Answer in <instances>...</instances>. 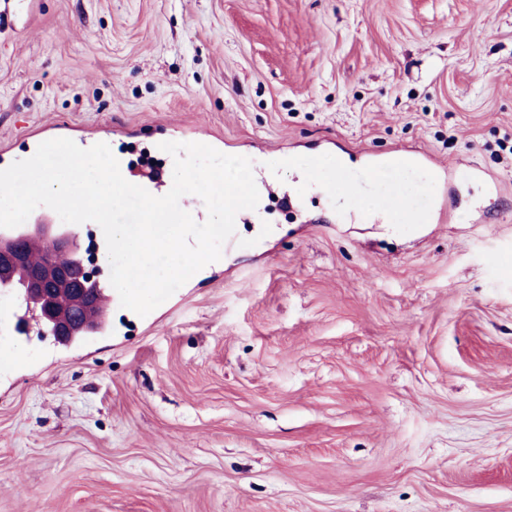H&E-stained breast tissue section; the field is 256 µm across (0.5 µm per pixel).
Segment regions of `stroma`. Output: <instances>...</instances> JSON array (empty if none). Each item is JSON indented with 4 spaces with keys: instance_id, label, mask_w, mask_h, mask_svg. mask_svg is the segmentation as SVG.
Masks as SVG:
<instances>
[{
    "instance_id": "35a3bbf8",
    "label": "stroma",
    "mask_w": 512,
    "mask_h": 512,
    "mask_svg": "<svg viewBox=\"0 0 512 512\" xmlns=\"http://www.w3.org/2000/svg\"><path fill=\"white\" fill-rule=\"evenodd\" d=\"M66 123L210 130L302 205L77 349L0 291V512H512V0H40L0 144ZM404 150L492 221L371 223L341 178Z\"/></svg>"
}]
</instances>
